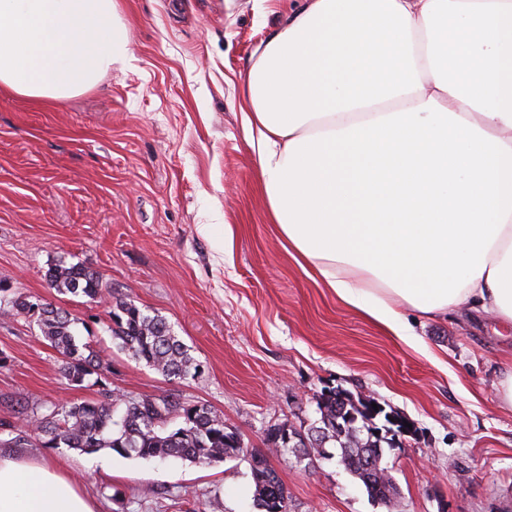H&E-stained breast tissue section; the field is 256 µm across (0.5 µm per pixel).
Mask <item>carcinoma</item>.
<instances>
[{"instance_id":"carcinoma-1","label":"carcinoma","mask_w":512,"mask_h":512,"mask_svg":"<svg viewBox=\"0 0 512 512\" xmlns=\"http://www.w3.org/2000/svg\"><path fill=\"white\" fill-rule=\"evenodd\" d=\"M50 287L62 294L100 303L107 292L99 274L80 264H57L47 271ZM9 311L33 321L49 345L61 355V370L73 384L91 379L102 387L101 399L52 403L28 410L20 398L18 414L27 420L42 448H69L91 453L110 448L120 455L146 460H181L209 467L236 458L244 449L225 441L224 416L207 404L189 402L176 392L164 396L127 397L110 389L111 361L103 357L93 340L81 339L79 318L48 302L21 293L8 300ZM112 343L132 359L143 362L170 379L195 377L199 363L189 354L164 318L150 315L130 298L120 299L107 311ZM373 400L346 391L328 389L317 400L319 417L303 428L306 440L318 436L330 448L340 449L338 462L366 489L369 497L397 512L400 493L379 449L385 440L371 433L378 420L372 414ZM350 417L353 430H336V419ZM298 465L324 459L315 445L288 447ZM254 482L253 500L258 512H267L268 498L287 497L276 471L259 452L250 453Z\"/></svg>"}]
</instances>
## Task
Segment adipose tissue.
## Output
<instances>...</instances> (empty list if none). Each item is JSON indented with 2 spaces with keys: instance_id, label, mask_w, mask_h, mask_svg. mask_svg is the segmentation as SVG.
<instances>
[{
  "instance_id": "ef3b65f1",
  "label": "adipose tissue",
  "mask_w": 512,
  "mask_h": 512,
  "mask_svg": "<svg viewBox=\"0 0 512 512\" xmlns=\"http://www.w3.org/2000/svg\"><path fill=\"white\" fill-rule=\"evenodd\" d=\"M131 66L120 0H0V89L58 100ZM243 129L270 217L404 344L405 310L512 325V0H304L257 48ZM0 512H96L0 454Z\"/></svg>"
}]
</instances>
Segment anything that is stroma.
I'll list each match as a JSON object with an SVG mask.
<instances>
[{
    "mask_svg": "<svg viewBox=\"0 0 512 512\" xmlns=\"http://www.w3.org/2000/svg\"><path fill=\"white\" fill-rule=\"evenodd\" d=\"M299 4L122 0L133 69L57 101L0 91V280L80 318L112 362V390L209 404L246 454L201 468L16 441L15 399L38 408L98 389L72 386L35 323L1 310L0 440L62 465L99 512H255L251 450L278 474L288 512H385L336 460L308 470L265 444L274 426L312 423L335 388L411 422L405 448L385 456L402 512H512V410L496 394L512 331L465 308L414 314L413 349L317 284L271 222L242 81ZM59 262L165 318L202 373L169 379L119 351L107 303L50 288Z\"/></svg>",
    "mask_w": 512,
    "mask_h": 512,
    "instance_id": "obj_1",
    "label": "stroma"
}]
</instances>
